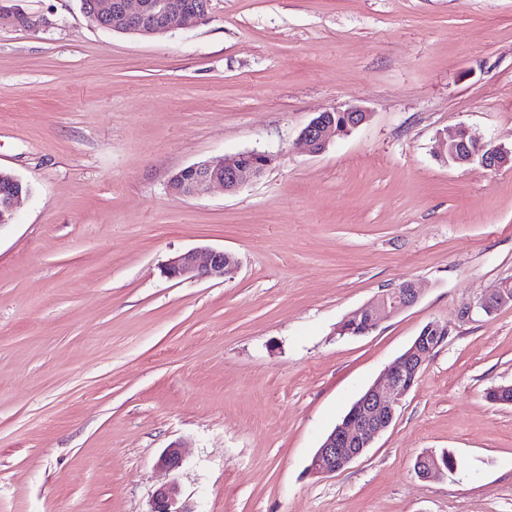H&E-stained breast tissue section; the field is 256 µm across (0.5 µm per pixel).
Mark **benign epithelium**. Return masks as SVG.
<instances>
[{
  "label": "benign epithelium",
  "instance_id": "7a95c632",
  "mask_svg": "<svg viewBox=\"0 0 512 512\" xmlns=\"http://www.w3.org/2000/svg\"><path fill=\"white\" fill-rule=\"evenodd\" d=\"M10 0H0V29L24 27L38 31L46 26L43 17H37L18 6L8 5ZM94 18L107 21L115 18L117 30L141 37H157L173 33L190 22L200 23L209 19L210 5L202 6L194 0H93ZM344 130L336 126L335 111H325L313 117L300 133V140L311 153L326 149L332 138ZM441 155L455 164L475 160L490 170L512 163V150L500 144L485 142L465 126L458 127L447 139L442 140ZM272 162V155L258 150H246L227 155L218 164L198 162L174 173L170 183L173 193L189 198L211 184L234 193L244 184L259 179ZM0 224L15 217L23 197L13 188L16 177H0ZM235 262L222 250H188L171 258L166 267L170 278L204 279L221 278L232 272ZM420 298V289L412 281L381 294L369 307L355 316V321L366 325L364 333L375 330L384 321L411 307ZM512 304V291L499 283L468 308L487 315ZM448 339V324L438 320L429 322L414 338L408 348L383 372V384H374L352 404L341 423L327 435L307 466L313 475L328 476L345 468L361 457L366 449L393 423L402 398L418 381L422 368L434 351ZM183 464V451L177 444L164 449L156 466L165 473L179 469ZM442 470L434 455L417 458L414 471L427 479ZM149 512H186L179 507V488L173 482L160 485L152 495Z\"/></svg>",
  "mask_w": 512,
  "mask_h": 512
}]
</instances>
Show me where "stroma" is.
Listing matches in <instances>:
<instances>
[{
    "mask_svg": "<svg viewBox=\"0 0 512 512\" xmlns=\"http://www.w3.org/2000/svg\"><path fill=\"white\" fill-rule=\"evenodd\" d=\"M0 30V170L31 187L0 225V512H512V165L458 167L469 127L512 149V0H213L143 39L79 0H23ZM370 119L312 154L320 112ZM258 148L233 194L171 175ZM219 249L227 280L170 279ZM412 280L359 337L337 324ZM433 320L447 341L392 425L330 476L307 466L359 393ZM183 448L175 474L156 467ZM447 453L456 470L414 464ZM10 0L0 2V29L24 27L25 29L38 31L48 24L45 18L37 17L25 11H19L17 5H8ZM235 262L222 250H188L171 258L166 267L170 278H221L232 272ZM420 298V288L413 281H405L398 287L381 294L369 307L355 314L354 322H362L366 329L362 334L375 330L384 321L411 307ZM504 287V282L501 281L496 288L490 289L480 296L477 302L468 308L466 311L467 315H469L474 308L479 312L489 315L503 306L512 304V292ZM179 488L174 481L160 485L152 495L151 509L148 512H185L178 506Z\"/></svg>",
    "mask_w": 512,
    "mask_h": 512,
    "instance_id": "1",
    "label": "stroma"
}]
</instances>
